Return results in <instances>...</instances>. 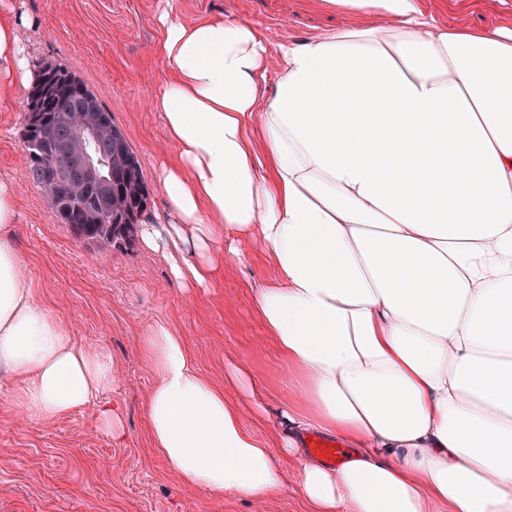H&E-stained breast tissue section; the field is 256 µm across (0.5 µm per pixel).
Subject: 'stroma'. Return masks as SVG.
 I'll list each match as a JSON object with an SVG mask.
<instances>
[{"mask_svg": "<svg viewBox=\"0 0 512 512\" xmlns=\"http://www.w3.org/2000/svg\"><path fill=\"white\" fill-rule=\"evenodd\" d=\"M437 24L494 29L512 24V0H421ZM167 11L191 25L224 17L268 29L274 40L300 39L327 28L369 26V16L331 12L315 0H0L26 50L31 77L48 68L77 76L111 111L136 151L145 176V218L167 220L161 166L175 155L153 99L171 76L155 48ZM13 82L0 98V180L13 188L18 215L14 245L36 298L67 322L79 345L111 355V388L87 407L43 420L18 409L15 379L0 374V448L12 463L0 470V512H309L299 492L301 462L283 457L288 426L281 410L297 404L299 382L268 335L253 296L272 265L256 239L241 242L245 263L222 264L213 287L187 288L171 266L177 249L140 242L92 248L58 221L45 192L24 175L22 133L30 85ZM182 338L199 371L222 386L244 427L262 439L285 472V487L263 500L217 498L181 483L154 451L145 406L155 375L140 340L156 323ZM255 381L247 397L231 370ZM120 413L124 436L113 440L103 409Z\"/></svg>", "mask_w": 512, "mask_h": 512, "instance_id": "stroma-1", "label": "stroma"}]
</instances>
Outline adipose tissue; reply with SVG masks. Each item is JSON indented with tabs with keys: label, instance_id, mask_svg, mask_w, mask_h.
<instances>
[{
	"label": "adipose tissue",
	"instance_id": "obj_1",
	"mask_svg": "<svg viewBox=\"0 0 512 512\" xmlns=\"http://www.w3.org/2000/svg\"><path fill=\"white\" fill-rule=\"evenodd\" d=\"M380 17L273 42L229 19L161 13L173 67L153 107L177 149L159 178L173 275L210 287L241 238L275 267L255 308L301 377L285 454L302 432L341 439L342 463H304L312 512H512V25L442 26L421 0H319ZM271 96H264L265 86ZM0 181V370L51 420L112 386V358L80 346L33 294ZM154 448L188 486L255 499L284 487L265 444L181 337L149 328Z\"/></svg>",
	"mask_w": 512,
	"mask_h": 512
}]
</instances>
